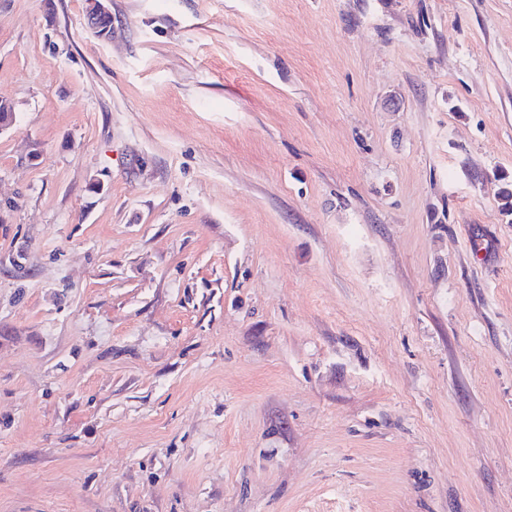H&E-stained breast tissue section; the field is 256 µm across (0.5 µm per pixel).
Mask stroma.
Returning <instances> with one entry per match:
<instances>
[{"instance_id": "1", "label": "stroma", "mask_w": 512, "mask_h": 512, "mask_svg": "<svg viewBox=\"0 0 512 512\" xmlns=\"http://www.w3.org/2000/svg\"><path fill=\"white\" fill-rule=\"evenodd\" d=\"M0 0V512H512V0ZM108 0H86L85 7V16L88 25L95 31L98 32V28L96 22L104 17L110 16L112 17V13L108 9L105 2ZM101 29L98 32L99 35H102L103 31L112 26L111 18H104L100 22Z\"/></svg>"}]
</instances>
